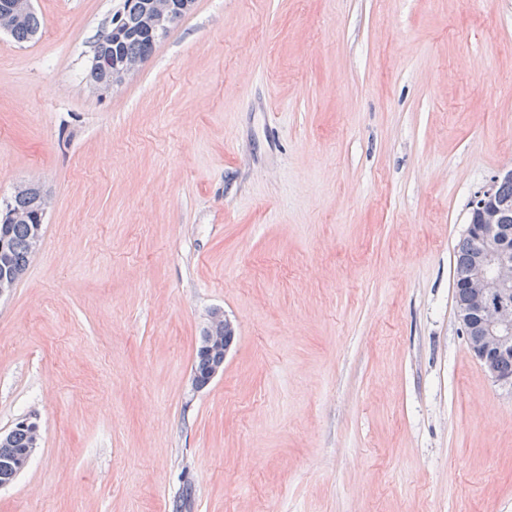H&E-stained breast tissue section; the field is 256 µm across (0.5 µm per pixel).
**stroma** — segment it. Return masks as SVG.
Masks as SVG:
<instances>
[{
    "instance_id": "stroma-1",
    "label": "stroma",
    "mask_w": 512,
    "mask_h": 512,
    "mask_svg": "<svg viewBox=\"0 0 512 512\" xmlns=\"http://www.w3.org/2000/svg\"><path fill=\"white\" fill-rule=\"evenodd\" d=\"M120 3L0 33V201L49 199L0 296V431L41 433L0 512H512L453 288L512 168V0H195L99 89ZM235 328L226 318L213 317L210 323L211 341L222 346L223 351L211 350L208 348L209 328L206 326L201 335L200 345L196 352L194 362V382L198 385H205L210 378L212 371L224 361L227 352L233 342ZM224 365V362H223ZM220 372V366L217 367L211 376V380Z\"/></svg>"
}]
</instances>
